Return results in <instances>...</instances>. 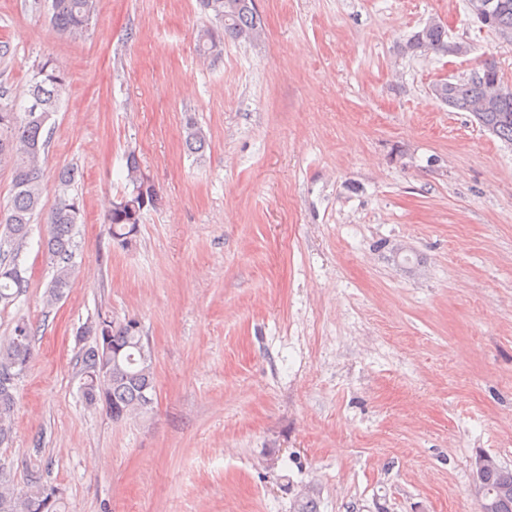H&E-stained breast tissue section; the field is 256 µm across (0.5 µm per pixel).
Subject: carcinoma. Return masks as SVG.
<instances>
[{
    "mask_svg": "<svg viewBox=\"0 0 512 512\" xmlns=\"http://www.w3.org/2000/svg\"><path fill=\"white\" fill-rule=\"evenodd\" d=\"M497 7L487 27L512 35V0H496ZM97 0H52L51 22L55 30L69 38H80L88 29ZM201 9L220 24V30L202 29L198 34L200 56L218 58L224 39L252 42L260 38L262 26L254 0H199ZM411 52L448 51V30L443 25L423 26L407 42ZM500 75L496 60L485 59L480 70L467 79L453 83L443 80L432 87L435 97L444 105L460 112L484 95V79ZM66 88V73L57 60L46 58L38 64L26 104L7 101V91L0 88V167L12 171V188L6 207L0 211V302L9 303L24 295L28 279L21 269L19 257L30 224L42 210L47 190L44 165L48 138L44 129L58 112ZM479 123L498 138L512 142V95L476 115ZM185 148L201 153L208 146L206 134L191 117L182 130ZM126 180L132 190L114 201L106 219L114 244L122 249L132 246L141 220L143 202L153 207L160 199L159 191L142 172L135 153L126 157ZM77 169L61 168L55 178L56 199L47 215V250L55 263L54 276L45 291L44 303L52 306L64 296L76 275L72 262L77 221L72 217L71 195ZM24 327L23 342L9 336L0 343V445L12 436L16 408L17 381L27 372L34 358V332L29 322L17 321ZM100 320L83 327L81 335L91 336L95 345L81 357V372L106 367L97 387L82 393L87 406L102 409L119 422L143 417L152 411L156 395L154 364L148 344L138 322L117 323L109 320L110 333L99 328ZM109 335V348L102 350V336ZM485 487L494 491L493 512H512V470L494 469L486 473ZM62 496L58 487L36 481L24 490L14 485L12 468L0 465V512H60Z\"/></svg>",
    "mask_w": 512,
    "mask_h": 512,
    "instance_id": "1",
    "label": "carcinoma"
}]
</instances>
